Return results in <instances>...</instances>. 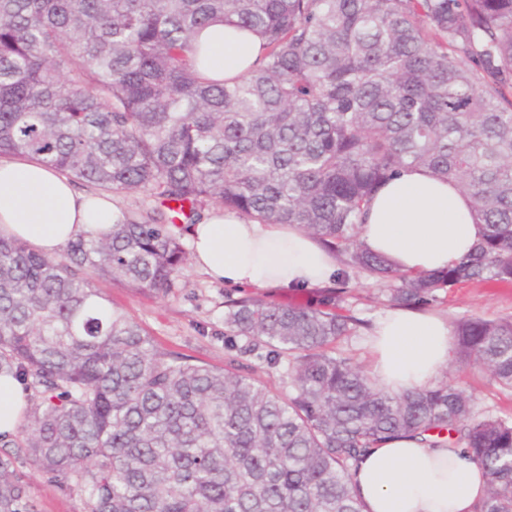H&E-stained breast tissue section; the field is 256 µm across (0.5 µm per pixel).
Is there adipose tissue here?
<instances>
[{
	"instance_id": "adipose-tissue-1",
	"label": "adipose tissue",
	"mask_w": 512,
	"mask_h": 512,
	"mask_svg": "<svg viewBox=\"0 0 512 512\" xmlns=\"http://www.w3.org/2000/svg\"><path fill=\"white\" fill-rule=\"evenodd\" d=\"M204 73L235 76L260 55L263 41L233 26L204 29ZM120 216L110 196L75 191L39 161L0 157V234L53 255L78 234H96ZM194 260L212 280L234 287L313 288L330 283L332 254L288 224H261L219 208L189 229ZM481 234L469 199L449 183L407 170L372 199L361 238L400 271L422 274L468 254ZM369 374L393 392L432 385L448 365L451 332L440 316L415 309L386 312L369 338ZM23 380L0 376V437L15 435L26 405ZM354 482L363 512H472L483 497L479 466L459 448L412 438L369 449Z\"/></svg>"
}]
</instances>
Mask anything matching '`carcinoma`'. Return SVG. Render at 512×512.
<instances>
[{
    "label": "carcinoma",
    "mask_w": 512,
    "mask_h": 512,
    "mask_svg": "<svg viewBox=\"0 0 512 512\" xmlns=\"http://www.w3.org/2000/svg\"><path fill=\"white\" fill-rule=\"evenodd\" d=\"M263 38L231 79L203 75L201 30ZM0 156L138 195L58 256L0 236V375L36 398L0 444V512H35L14 465L76 484L87 512H362L353 474L392 438L460 447L473 512H512V417L446 381L393 393L328 351L360 320L343 289L312 305L227 299L225 335L271 347L282 388L160 350L97 283L167 294L176 219L209 205L294 224L389 284L394 307L512 283V0H0ZM405 169L468 195L483 232L410 275L366 249L376 192ZM457 363L512 391V319L454 324Z\"/></svg>",
    "instance_id": "obj_1"
}]
</instances>
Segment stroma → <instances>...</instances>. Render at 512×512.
I'll return each mask as SVG.
<instances>
[{"label": "stroma", "instance_id": "1", "mask_svg": "<svg viewBox=\"0 0 512 512\" xmlns=\"http://www.w3.org/2000/svg\"><path fill=\"white\" fill-rule=\"evenodd\" d=\"M340 276L346 281L344 306L364 325L354 335L338 341L335 350L366 367L371 359L367 348L371 327L390 309L386 290L347 265L342 266ZM103 290L113 307L138 323L160 348L217 368L235 357L249 367L260 364L256 355H240L241 339L225 335L227 299L253 294L275 303L308 304L322 297L317 287L254 290L227 286L211 280L191 259L186 261L175 288L167 295L141 292L119 283L104 284ZM442 297L443 302L435 311L451 323L463 317H512V285H464L443 291ZM442 377L467 388L481 411L512 416V392L500 390L482 372L452 364ZM26 481L37 512H85V500L77 486H60L52 476L31 470L26 473Z\"/></svg>", "mask_w": 512, "mask_h": 512}]
</instances>
